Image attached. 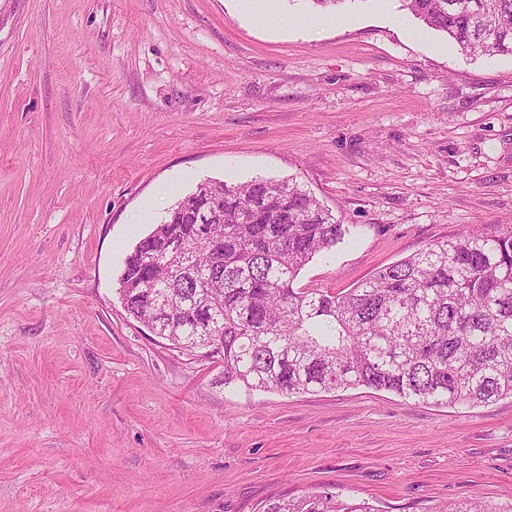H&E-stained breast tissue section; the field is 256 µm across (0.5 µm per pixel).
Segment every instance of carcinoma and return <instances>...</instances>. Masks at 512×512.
<instances>
[{
    "label": "carcinoma",
    "mask_w": 512,
    "mask_h": 512,
    "mask_svg": "<svg viewBox=\"0 0 512 512\" xmlns=\"http://www.w3.org/2000/svg\"><path fill=\"white\" fill-rule=\"evenodd\" d=\"M469 55L512 54V0H402ZM216 224L179 220L195 194L135 245L120 274L126 312L192 351L216 338L221 383L288 396L364 386L422 403L512 398V227L441 240L339 292L294 286L348 232L288 178L227 184ZM265 512H378L329 490ZM442 512H512L453 502Z\"/></svg>",
    "instance_id": "obj_1"
}]
</instances>
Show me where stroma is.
Segmentation results:
<instances>
[{"label": "stroma", "mask_w": 512, "mask_h": 512, "mask_svg": "<svg viewBox=\"0 0 512 512\" xmlns=\"http://www.w3.org/2000/svg\"><path fill=\"white\" fill-rule=\"evenodd\" d=\"M0 0V512H378L512 501V399L221 384L151 334L118 276L206 180H297L349 233L301 288L353 287L512 226V55L468 56L380 0L320 32L277 0ZM264 512H378L368 501L343 499L329 490L305 492L295 497L277 499Z\"/></svg>", "instance_id": "stroma-1"}]
</instances>
